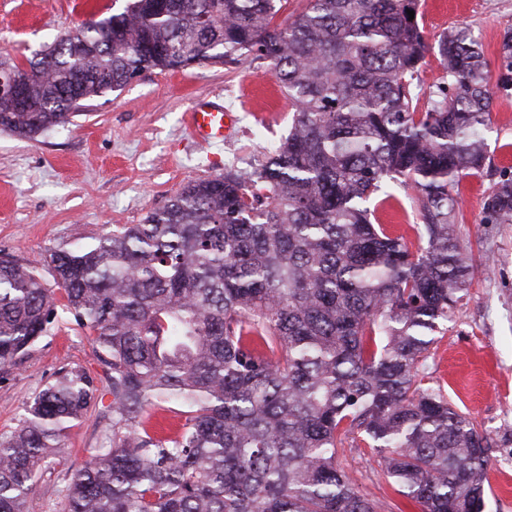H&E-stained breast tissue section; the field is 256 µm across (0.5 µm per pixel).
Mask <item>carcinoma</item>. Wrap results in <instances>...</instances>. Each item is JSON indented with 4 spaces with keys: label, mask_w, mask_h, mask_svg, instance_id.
Instances as JSON below:
<instances>
[{
    "label": "carcinoma",
    "mask_w": 512,
    "mask_h": 512,
    "mask_svg": "<svg viewBox=\"0 0 512 512\" xmlns=\"http://www.w3.org/2000/svg\"><path fill=\"white\" fill-rule=\"evenodd\" d=\"M130 0L43 47L29 66L0 51L27 105L0 93V131L62 126L85 102L148 69L268 62L295 105L287 133L248 169L190 181L140 224L0 258V370L64 307L94 335L112 395V445L63 492L67 512H375L337 448L359 435L421 512H484L488 448L422 360L467 291L475 259L454 234L450 187L485 168L482 128L512 96V29L490 84L467 29L437 52L445 79L419 107L428 51L420 0ZM418 192L425 245L373 223L390 182ZM512 224V172L484 203ZM89 373L64 370L0 436V512L90 407ZM162 402L184 422H152Z\"/></svg>",
    "instance_id": "cac0c4a2"
}]
</instances>
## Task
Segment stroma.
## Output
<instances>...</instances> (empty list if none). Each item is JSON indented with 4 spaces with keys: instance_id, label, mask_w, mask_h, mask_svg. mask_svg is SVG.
I'll use <instances>...</instances> for the list:
<instances>
[{
    "instance_id": "35a3bbf8",
    "label": "stroma",
    "mask_w": 512,
    "mask_h": 512,
    "mask_svg": "<svg viewBox=\"0 0 512 512\" xmlns=\"http://www.w3.org/2000/svg\"><path fill=\"white\" fill-rule=\"evenodd\" d=\"M420 27L431 50L420 67L419 95L440 83L444 68L432 47L448 32L469 28L482 44L490 75L498 73L501 36L512 29V0H421ZM126 0H0V50L26 64L57 36L89 18L123 10ZM223 101L238 119L221 148L200 145L187 126L193 101ZM293 116L266 63L226 69L195 65L150 69L123 90L90 102L66 125L34 138L0 133V254L41 263L59 245L92 241L118 224L141 223L189 181L223 174L225 165L257 162L287 133ZM481 176L452 188L462 205L456 226L476 262L472 284L442 326L424 362L428 385L474 421L491 444L485 512H512V224H487L483 207L507 166L512 146V96L496 97L485 127ZM370 205L381 224L417 249L419 205L411 186L391 187ZM81 368L97 380V399L67 431L50 463L38 471L25 512H63L60 491L112 435V397L102 380L93 337L59 312L21 362L0 373V434L13 431L24 407L56 374ZM376 512H420L380 473L361 439H346L336 457Z\"/></svg>"
}]
</instances>
